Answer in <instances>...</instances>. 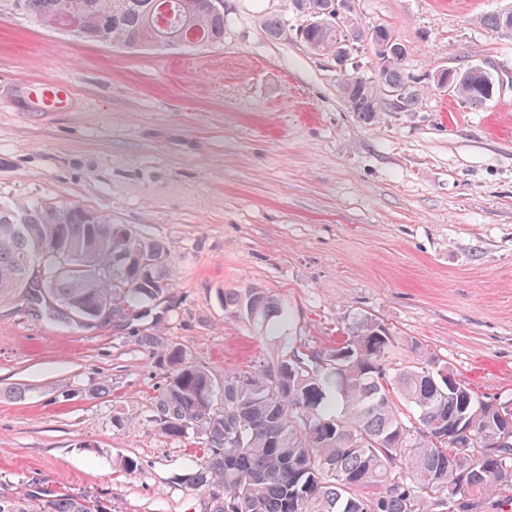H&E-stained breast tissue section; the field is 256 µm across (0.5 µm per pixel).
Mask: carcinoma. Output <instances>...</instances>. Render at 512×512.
Returning <instances> with one entry per match:
<instances>
[{
	"mask_svg": "<svg viewBox=\"0 0 512 512\" xmlns=\"http://www.w3.org/2000/svg\"><path fill=\"white\" fill-rule=\"evenodd\" d=\"M329 0H295L308 24L301 40L314 53L336 55L342 33L327 16ZM14 7L54 27L64 14L81 18L82 38L123 46H174L189 28L202 46L224 42V13L208 0H14ZM493 33L512 32V9L482 18ZM367 40L376 77L347 71L341 89L350 111L372 124L386 103L381 87L408 86L401 109L418 105L421 90L403 69L405 43L382 24L347 30ZM464 102L481 106L495 94L487 72L469 67L444 75ZM168 246L81 206L12 207L0 202V305L20 307L42 283L67 319L45 306L38 317L82 328L112 307V320L137 321L145 304L172 287ZM232 318L270 328L287 309L265 288L223 294ZM167 377L154 403L155 430L165 438L195 436L204 453L183 480L209 491V512H475L492 495L512 512V439L487 454L495 425L490 409L448 364L419 359L393 368L396 343L377 321L360 317L345 345L321 355L284 351L253 374L218 381L158 333L136 334ZM461 419L455 430L448 423ZM28 507L0 493V512H104L96 497L42 488Z\"/></svg>",
	"mask_w": 512,
	"mask_h": 512,
	"instance_id": "1",
	"label": "carcinoma"
}]
</instances>
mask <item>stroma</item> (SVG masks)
Returning <instances> with one entry per match:
<instances>
[{
	"label": "stroma",
	"mask_w": 512,
	"mask_h": 512,
	"mask_svg": "<svg viewBox=\"0 0 512 512\" xmlns=\"http://www.w3.org/2000/svg\"><path fill=\"white\" fill-rule=\"evenodd\" d=\"M507 2L352 0L356 26L403 40L423 91L366 125L334 60L297 38L293 0H224L221 45L165 48L92 43L0 0V202L80 205L170 245L162 333L215 375L329 351L368 316L397 337L393 366L433 356L512 402V35L479 23ZM472 65L494 80L487 104L434 87ZM53 80L70 86L59 109L32 93ZM250 286L287 323L264 334L225 315L222 292ZM132 332L0 307V492L205 512L182 479L203 450L153 427L166 372ZM121 457L140 471L114 468Z\"/></svg>",
	"instance_id": "stroma-1"
}]
</instances>
